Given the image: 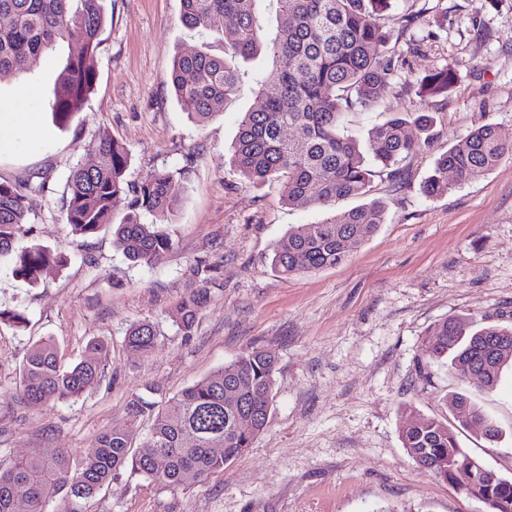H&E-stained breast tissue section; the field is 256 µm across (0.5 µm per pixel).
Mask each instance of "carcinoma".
<instances>
[{
    "label": "carcinoma",
    "mask_w": 512,
    "mask_h": 512,
    "mask_svg": "<svg viewBox=\"0 0 512 512\" xmlns=\"http://www.w3.org/2000/svg\"><path fill=\"white\" fill-rule=\"evenodd\" d=\"M260 0H181V22L188 29L224 30V55L205 51L175 57L171 73L177 101L197 123L224 110V102L239 88L237 67L227 56L243 59L265 54L271 69L257 80V106L244 113L233 146L231 163L245 182L282 183V196L291 207L329 206L338 199L369 194L380 171L396 177L401 163L421 147L405 133L412 122L428 131L431 119L417 114L399 116L373 127L361 144L341 133L346 114L368 112L383 100L390 81L406 80V61L388 47V27L409 31L430 13L424 5L397 11L393 0H274L277 25L273 36L262 39L257 12ZM0 71L29 73L46 52L62 55L63 68L49 102L53 118L66 125L82 110L95 80V49L105 25L102 0H0ZM457 82L449 65L433 68L417 80L420 97H446ZM290 128L292 138L283 134ZM97 161L90 169L72 167L65 177L63 207L71 234L90 238L112 227L113 242L126 259L152 266L172 247L162 229L177 211L172 193L173 176L154 170L138 180L127 177V149L108 134L95 145ZM512 154V134L494 123L472 131L437 160L424 185L436 196L473 173L489 171ZM51 177L34 173L17 182H0V256L14 259L13 273L31 284L66 257L41 247H21L36 198L51 190ZM126 201V213L112 222L116 201ZM386 204L379 200L328 215L317 224H301L288 231V244L277 247L271 265L283 276L316 272L344 262L350 252L375 233L384 222ZM203 286L178 303L180 328L190 333L196 316L209 302ZM157 340L148 322L133 324L126 343L147 349ZM431 359L451 357V369L462 378L481 373L479 388L492 390L504 366H512V327L489 325L477 330L465 320H446L434 326L423 343ZM108 346L87 343L79 361L66 365L50 340L31 347L21 368L20 395L31 406L75 401L98 385L104 373ZM277 358L254 348L224 367L183 389L157 409L142 399L132 402L129 426L102 433L91 448L78 456L59 449L51 455L33 454L0 465V512H50L53 499L64 495L82 512L83 501L112 480L120 469L132 470L147 481L174 487L192 470L201 477L221 472L252 447L270 420ZM468 403L477 416L484 409L463 394L448 396L453 421L416 418L401 432L403 448L411 459L430 458L440 465L435 477L451 479V468L472 460L460 446L458 434L470 429L460 412ZM258 415L248 432L237 429L242 410ZM151 424L136 453L131 436L141 416ZM224 444V452L215 447ZM163 461L162 467L153 459ZM501 497L512 512V478L496 486L480 485L466 494Z\"/></svg>",
    "instance_id": "1"
}]
</instances>
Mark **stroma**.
Returning a JSON list of instances; mask_svg holds the SVG:
<instances>
[{
  "label": "stroma",
  "mask_w": 512,
  "mask_h": 512,
  "mask_svg": "<svg viewBox=\"0 0 512 512\" xmlns=\"http://www.w3.org/2000/svg\"><path fill=\"white\" fill-rule=\"evenodd\" d=\"M103 4L94 86L67 126L48 106L58 54L28 77L0 73V113L36 112L43 127L38 138L15 128V147L0 152V179L38 171L52 178L23 243L68 258L35 284L0 260V308L27 318L20 329L0 325V460L60 448L81 454L100 434L126 427L138 398L163 405L242 352L264 348L278 358L270 422L244 455L175 487L122 471L83 512H481L460 487L408 457L401 429L413 416L447 417L448 395L466 393L506 434L493 444L465 430L462 448L512 477V370L487 393L458 378L449 360L421 351L427 332L446 320L512 324V155L439 196L422 189L439 155L475 128L512 132V0H440L407 33L392 31L410 77L449 65L458 82L448 96L421 98L396 81L381 107L349 115L347 131L362 142L397 113H426L432 125L425 135L407 125L426 146L400 177H375L369 197L386 204L378 230L343 263L288 278L272 268L273 249L290 227L320 222L325 208L289 207L280 183L249 185L224 160L268 59H236L237 94L199 124L174 95L173 61L199 50L223 54V32L185 28L180 0ZM102 131L126 147L130 179L175 173L180 206L164 226L172 247L153 266L129 262L111 229L84 239L64 223V179L95 161ZM205 285L209 303L183 334L176 305ZM141 321L154 324L157 342L129 349L127 331ZM48 337L68 360L90 340L107 343L105 376L78 401L30 407L19 394L20 368Z\"/></svg>",
  "instance_id": "obj_1"
}]
</instances>
